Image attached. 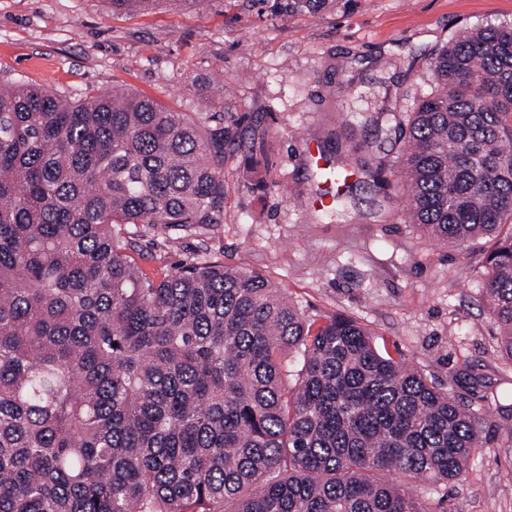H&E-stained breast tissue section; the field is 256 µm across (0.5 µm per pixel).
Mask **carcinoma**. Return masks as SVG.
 I'll return each instance as SVG.
<instances>
[{"mask_svg": "<svg viewBox=\"0 0 512 512\" xmlns=\"http://www.w3.org/2000/svg\"><path fill=\"white\" fill-rule=\"evenodd\" d=\"M428 68L408 220L495 241L484 299L512 360V25L459 30ZM213 118L0 86V512H434L489 442L451 391L256 271L131 261L128 224L224 223L238 131ZM361 168L386 188L379 157Z\"/></svg>", "mask_w": 512, "mask_h": 512, "instance_id": "obj_1", "label": "carcinoma"}]
</instances>
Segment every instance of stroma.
I'll list each match as a JSON object with an SVG mask.
<instances>
[{
	"instance_id": "35a3bbf8",
	"label": "stroma",
	"mask_w": 512,
	"mask_h": 512,
	"mask_svg": "<svg viewBox=\"0 0 512 512\" xmlns=\"http://www.w3.org/2000/svg\"><path fill=\"white\" fill-rule=\"evenodd\" d=\"M198 0L147 12L111 0H0V81L72 100L131 91L179 112L221 114L262 132L224 158V221L208 229L126 227L149 275L219 262L254 270L309 318L341 314L373 330L378 349L433 378L483 418L491 443L435 512H512V361L483 302L488 240L469 250L410 224L396 172L406 123L433 78L427 60L463 27L512 23V0ZM380 118L390 187L361 162ZM338 132L341 149L327 146ZM351 160L339 217L310 206L324 160ZM266 168L248 179L250 161ZM498 402H488L489 394Z\"/></svg>"
}]
</instances>
